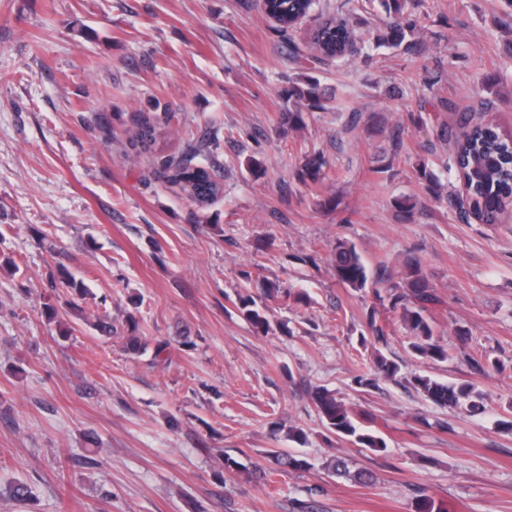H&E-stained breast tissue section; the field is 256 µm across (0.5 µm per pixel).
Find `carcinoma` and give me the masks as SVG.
Listing matches in <instances>:
<instances>
[{
	"label": "carcinoma",
	"mask_w": 512,
	"mask_h": 512,
	"mask_svg": "<svg viewBox=\"0 0 512 512\" xmlns=\"http://www.w3.org/2000/svg\"><path fill=\"white\" fill-rule=\"evenodd\" d=\"M372 12L379 27L372 47L401 49L414 54L419 51L418 21L413 18L417 7L415 0H371ZM317 0H268L269 12L276 18L275 30L288 40V58L298 62L304 58L300 46L291 37V32L315 11ZM316 25L310 29L309 41L315 49L312 62L327 65L362 53L364 47L357 46L355 29L350 18L336 15H319ZM292 109L283 116V124L289 131H301L307 126V119L314 112L330 109V98L324 96L318 81L312 77L288 78V86L282 89ZM436 137L453 145L444 169L456 174L466 188L472 217L484 224H494L512 204V137L499 131L497 125L485 122L470 114H461L454 125L438 126ZM391 161L370 169L374 175L390 171L393 161L404 149L403 130L391 132ZM329 168V160L320 151L306 152L299 163L296 176L305 185L323 184ZM415 172L423 181L426 194L435 202L448 201V185L419 159ZM188 193L191 201L203 206L219 195L222 184L212 169L178 164L172 176ZM419 200L411 195L400 196L393 201L397 216L408 221L413 218ZM336 281L353 291L374 290L378 306L371 308L367 317L370 336H361V343H387V321L380 322L381 312L397 313L404 328L411 337L412 353L425 360L445 361L448 350L436 337V328L431 316L434 307L441 303L436 288L418 259L403 261L395 270L385 263L375 267L367 265L356 244L339 239L332 249L329 260ZM267 293L271 296L283 294L287 301L301 303L307 294L301 291H281L280 284L266 282ZM255 302L245 296H238L237 310L258 331L265 334L273 325L265 313L254 308ZM400 373V366L376 352L374 364L367 373L356 378V384L370 388L380 378L394 379ZM412 384L426 400L443 408L465 410L478 415L485 410V397L474 385L466 382L445 383L429 376L415 375ZM321 421L340 438L353 440L364 448L383 451L385 441L377 434L363 429L361 420L354 411L338 400L328 390L315 392L313 397Z\"/></svg>",
	"instance_id": "carcinoma-1"
}]
</instances>
